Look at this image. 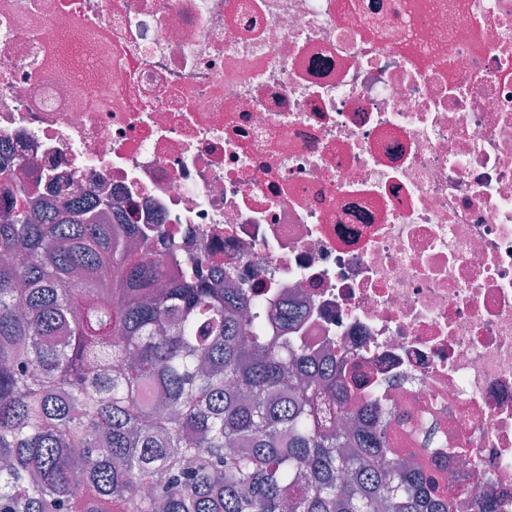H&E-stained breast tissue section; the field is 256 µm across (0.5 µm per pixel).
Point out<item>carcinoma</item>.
Listing matches in <instances>:
<instances>
[{"label":"carcinoma","instance_id":"cac0c4a2","mask_svg":"<svg viewBox=\"0 0 512 512\" xmlns=\"http://www.w3.org/2000/svg\"><path fill=\"white\" fill-rule=\"evenodd\" d=\"M0 163V512H452L344 365L245 339L254 295L168 276L89 191Z\"/></svg>","mask_w":512,"mask_h":512}]
</instances>
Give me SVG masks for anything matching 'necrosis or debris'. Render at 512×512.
<instances>
[{"mask_svg":"<svg viewBox=\"0 0 512 512\" xmlns=\"http://www.w3.org/2000/svg\"><path fill=\"white\" fill-rule=\"evenodd\" d=\"M0 147L298 311L391 458L512 512V0H0Z\"/></svg>","mask_w":512,"mask_h":512,"instance_id":"1","label":"necrosis or debris"}]
</instances>
